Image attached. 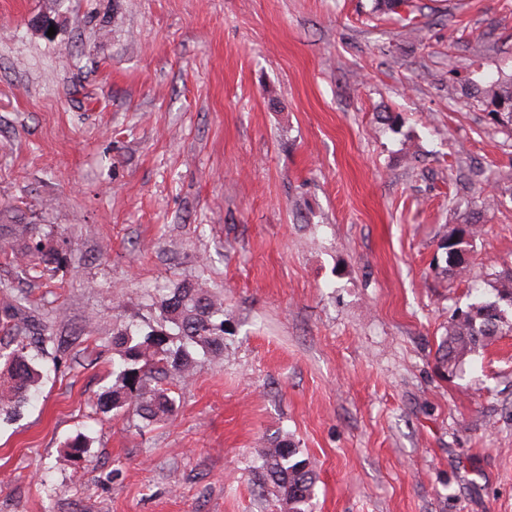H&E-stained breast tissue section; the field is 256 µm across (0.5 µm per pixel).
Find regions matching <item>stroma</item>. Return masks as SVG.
Wrapping results in <instances>:
<instances>
[{
	"label": "stroma",
	"mask_w": 512,
	"mask_h": 512,
	"mask_svg": "<svg viewBox=\"0 0 512 512\" xmlns=\"http://www.w3.org/2000/svg\"><path fill=\"white\" fill-rule=\"evenodd\" d=\"M376 3L0 0V208L70 254L0 283L106 336L198 279L226 330L143 433L94 411L115 354L72 347L0 417V512H287L258 476L282 438L312 512H512V332L438 354L512 269V138L448 92L512 73V0ZM471 222L462 282L438 244Z\"/></svg>",
	"instance_id": "obj_1"
}]
</instances>
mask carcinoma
Returning a JSON list of instances; mask_svg holds the SVG:
<instances>
[{
	"mask_svg": "<svg viewBox=\"0 0 512 512\" xmlns=\"http://www.w3.org/2000/svg\"><path fill=\"white\" fill-rule=\"evenodd\" d=\"M472 99L487 111L493 123L512 135V74L486 80ZM481 232L476 224H462L445 235L438 249L445 262L444 271L463 276L466 247ZM36 258L26 274L44 265L60 266L66 251H43L35 242L28 247ZM500 287L493 301L476 300L465 309L467 317L448 322L447 337L441 344L448 368L456 369L469 356L502 333L504 314L512 312V271L497 275ZM153 314L140 324L121 322L112 328L107 344L119 361L112 369V386L99 400V410H114L135 417L143 431L170 415L175 406L171 388L164 381L187 378L201 364V358L224 352V300L205 283L181 282L155 289ZM27 299L8 290L0 292V332L12 337L13 348L0 352V415L10 419L27 403L31 387L40 377L34 354L54 350L53 361L62 359L81 336H90L88 327L72 336H56L43 325L36 332L21 325ZM89 437L77 435L67 444L70 455L82 459L88 453ZM261 480L288 504V512H311L317 473L311 460L286 440L266 449L261 465Z\"/></svg>",
	"mask_w": 512,
	"mask_h": 512,
	"instance_id": "obj_1",
	"label": "carcinoma"
}]
</instances>
